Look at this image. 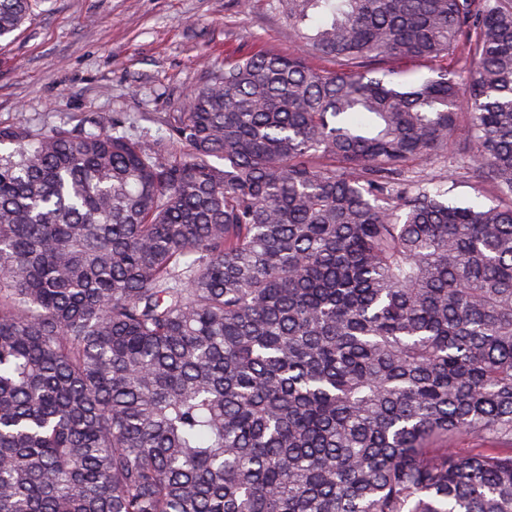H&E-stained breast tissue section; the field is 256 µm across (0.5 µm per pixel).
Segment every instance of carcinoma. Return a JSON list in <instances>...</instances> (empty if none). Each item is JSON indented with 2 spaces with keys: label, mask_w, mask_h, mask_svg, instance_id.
Segmentation results:
<instances>
[{
  "label": "carcinoma",
  "mask_w": 512,
  "mask_h": 512,
  "mask_svg": "<svg viewBox=\"0 0 512 512\" xmlns=\"http://www.w3.org/2000/svg\"><path fill=\"white\" fill-rule=\"evenodd\" d=\"M274 5L159 139L0 128V512H512V0ZM443 158L434 159L426 168V175L435 178L448 180V200L460 205H473L479 203H489L484 198H478L471 182L465 178L461 172L462 170L451 167L450 164L444 163Z\"/></svg>",
  "instance_id": "carcinoma-1"
}]
</instances>
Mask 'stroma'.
Instances as JSON below:
<instances>
[{
  "mask_svg": "<svg viewBox=\"0 0 512 512\" xmlns=\"http://www.w3.org/2000/svg\"><path fill=\"white\" fill-rule=\"evenodd\" d=\"M37 0L0 40V126L104 124L152 141L229 55L298 52L272 0Z\"/></svg>",
  "mask_w": 512,
  "mask_h": 512,
  "instance_id": "stroma-1",
  "label": "stroma"
}]
</instances>
